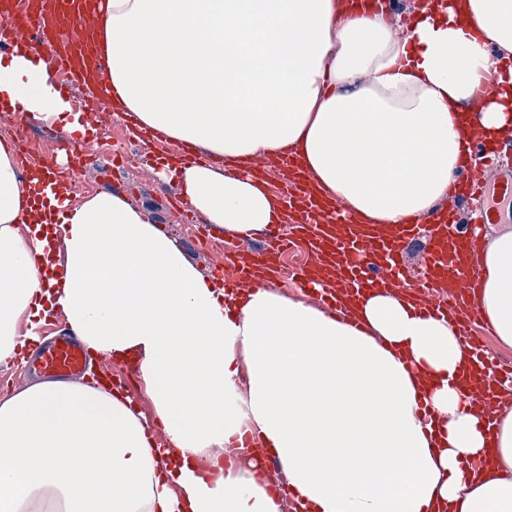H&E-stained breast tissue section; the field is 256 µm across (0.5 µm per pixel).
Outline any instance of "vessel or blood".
Returning a JSON list of instances; mask_svg holds the SVG:
<instances>
[{"label":"vessel or blood","mask_w":512,"mask_h":512,"mask_svg":"<svg viewBox=\"0 0 512 512\" xmlns=\"http://www.w3.org/2000/svg\"><path fill=\"white\" fill-rule=\"evenodd\" d=\"M99 0H0V15L11 16L9 25L0 26V48L26 41L34 54H48L55 68L70 81H83L86 60L106 69L104 56L92 53ZM70 156L68 169H60L55 157L42 160L45 184H54L66 175L96 166L95 157L85 154L77 143L63 146ZM281 166L289 183L279 197L281 222L269 225L260 247L242 250L225 247L224 261L236 269L234 287L254 282L256 272H277L281 254L291 248L307 252L306 263L295 268L297 284L320 301L328 313H336L337 296H354L393 287L408 245L418 239L425 242L427 287L447 293V301L424 304L429 315L453 312L464 346L469 352L468 368L459 377L461 386L480 384L486 426H494L499 409L500 388L512 380V370L502 368L485 355L479 338L470 333L471 322L479 311L470 298L471 284L478 276L469 257L472 240L460 230L451 207L438 209L424 222L396 227L385 238L368 242L366 234L352 233L349 218L340 216L336 200L324 195L291 153H283ZM512 194V173L504 172L494 183H487L475 164L463 163L453 182L449 198L457 200L479 193ZM34 359L50 378L73 380L84 377L91 357L80 340L66 334L54 337L38 350Z\"/></svg>","instance_id":"b4317fda"}]
</instances>
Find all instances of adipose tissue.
<instances>
[{"mask_svg": "<svg viewBox=\"0 0 512 512\" xmlns=\"http://www.w3.org/2000/svg\"><path fill=\"white\" fill-rule=\"evenodd\" d=\"M100 10L111 104L202 153L161 176L235 236L278 220L240 168L287 148L377 234L424 216L470 154L456 115L482 75L484 141L512 137V0H424L407 32L340 0ZM0 107L84 128L21 46L0 55ZM42 182L0 142V366L58 310L88 351L134 359L154 415L75 380L1 399L0 512H280L261 475L221 464L248 434L303 512H512V409L487 432L454 386L468 351L451 318L396 291L344 298L361 330L263 282L231 296L123 197L62 208ZM476 260L478 309L512 348V228L478 240Z\"/></svg>", "mask_w": 512, "mask_h": 512, "instance_id": "1", "label": "adipose tissue"}]
</instances>
